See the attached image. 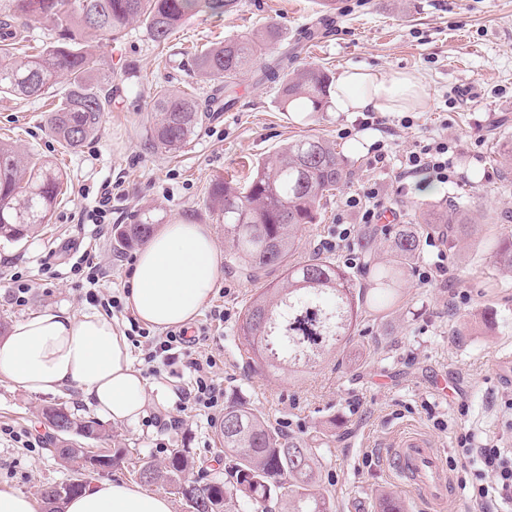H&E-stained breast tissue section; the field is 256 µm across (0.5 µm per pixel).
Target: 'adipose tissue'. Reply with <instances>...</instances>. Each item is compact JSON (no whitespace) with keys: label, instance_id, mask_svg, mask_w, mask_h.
I'll return each mask as SVG.
<instances>
[{"label":"adipose tissue","instance_id":"adipose-tissue-1","mask_svg":"<svg viewBox=\"0 0 512 512\" xmlns=\"http://www.w3.org/2000/svg\"><path fill=\"white\" fill-rule=\"evenodd\" d=\"M423 98L413 74L346 68L334 79L329 109L402 112ZM220 277L211 227L176 220L158 228L137 253L126 304L153 328L187 326ZM0 377L31 394L77 390L100 417L121 424L137 422L147 406L169 397L165 389L148 386L127 336L95 311L76 316L48 307L15 321L0 340ZM65 512H172V503L142 486L112 480L70 499Z\"/></svg>","mask_w":512,"mask_h":512}]
</instances>
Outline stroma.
Wrapping results in <instances>:
<instances>
[{
	"mask_svg": "<svg viewBox=\"0 0 512 512\" xmlns=\"http://www.w3.org/2000/svg\"><path fill=\"white\" fill-rule=\"evenodd\" d=\"M319 0H241L238 12L223 17L197 15L163 44L144 25L127 28L102 48L99 78L112 94L96 136L75 152L65 151L47 127L54 97L0 98V140L37 154L64 169L68 191L47 224L19 243H0V271L13 269L32 280L27 305L12 303L0 287V322L53 307L73 315L92 311L84 289L76 287L69 258L73 246L92 248L104 272V287L130 286L135 249L119 248L112 235L97 237L87 212L111 189L112 221L129 223L136 211L149 210L162 222L191 220L211 225L220 252H227L224 225L208 206L214 178L245 180L256 160L306 134L335 143L348 175L328 201L319 223L306 225L301 249L320 250L335 239L338 226H353L349 247L360 252L367 225L344 208L347 196L378 188L391 197L394 175L415 142L446 138L454 151L456 175L426 190L411 182L393 213L395 223H411L421 203L465 206L479 226L472 236L451 240L429 235L411 264L399 302L367 308L358 332L339 363H325L303 376L268 378L247 369L239 356L242 307L269 279L250 280L223 268L208 306L191 326L197 348L212 353L214 380L225 397H240L257 408L285 435L316 444L322 457L321 487L336 512H380L383 499L399 502L403 512H422L400 482L388 473L386 459L401 431L426 436L447 459L455 476L467 465L459 460L457 437L501 440L512 448V373L497 367L501 350L512 349V271L494 262L485 239L512 234V172L497 163V150L512 140V0H340L336 20L320 41L298 50L292 68L314 66L336 75L347 66H368L392 75L413 73L424 86L422 105L406 117L386 113V122L358 129V112H310L295 118L280 111L268 86L242 84L233 111L214 112L198 124L177 155L157 151L150 141L154 121L149 90L161 83L205 99L212 84L196 72V54L211 42L255 32L277 23L287 42L318 15ZM135 75H128V68ZM350 137H342L343 129ZM385 146L384 164H369L373 143ZM443 261L445 272L421 284L419 270ZM223 320H216L215 310ZM453 393L441 398L439 381ZM174 402L151 405L137 423L104 422V447L126 451L104 475L108 481L134 482L129 455L162 464L171 449H185L190 479H224L217 459L221 445L216 426L222 412L181 410L178 395L194 379L182 363L148 376ZM65 403L79 418L93 409L75 390L33 395L0 378V483L36 497L47 483L71 478L68 466L45 449L52 428L43 407ZM35 444L27 450L13 432Z\"/></svg>",
	"mask_w": 512,
	"mask_h": 512,
	"instance_id": "stroma-1",
	"label": "stroma"
}]
</instances>
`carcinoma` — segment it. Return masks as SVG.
<instances>
[{
	"instance_id": "cac0c4a2",
	"label": "carcinoma",
	"mask_w": 512,
	"mask_h": 512,
	"mask_svg": "<svg viewBox=\"0 0 512 512\" xmlns=\"http://www.w3.org/2000/svg\"><path fill=\"white\" fill-rule=\"evenodd\" d=\"M240 0H0V95L41 99L53 92L58 102L48 115L57 142L76 151L97 133L112 99L96 74L99 48L129 26L142 23L153 40L166 42L189 17L223 16L237 10ZM20 20L44 26L47 39L23 60L12 45L23 40ZM282 42L278 26L269 23L252 35L237 36L200 50L199 75L219 86L210 107L219 111L235 103L237 88L277 85L283 112L303 101L319 112L328 102L332 79L319 68L288 71V51L278 50L255 65L264 47ZM156 119L150 140L168 154L180 151L202 119V108L188 93L157 84L150 93ZM346 160L336 145L317 135L292 140L253 166L249 181L212 183L209 208L224 221L230 243L228 265L260 278L270 271L280 279L252 295L240 325V358L246 368L273 376L297 378L337 359L355 336L368 288L336 259L319 253L298 254V232L316 224L325 203L347 177ZM64 175L47 162H35L14 146L0 142V242L19 243L46 223L62 195ZM412 224L388 231L391 259L377 272L376 304L384 307L398 295L423 235L436 224L454 225V235L466 238L475 225L469 210L451 205L418 207ZM154 220L150 212L135 215L131 224L115 228L122 248L146 241ZM499 266L512 271V235L488 245ZM54 426L46 450L71 467L66 483H47L38 491L41 512H64L66 501L86 489L80 476L86 469L84 445L101 440L105 431L94 420H78L66 407L42 409ZM220 444L228 460L230 481L204 484V494L191 504L193 512H226L229 504L245 510L257 506L272 512H335L333 500L320 489L321 461L317 449L299 438L283 435L244 399L224 403ZM145 465L160 479L179 487L190 462L185 451L172 450L163 466Z\"/></svg>"
}]
</instances>
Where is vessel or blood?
<instances>
[{"instance_id": "obj_1", "label": "vessel or blood", "mask_w": 512, "mask_h": 512, "mask_svg": "<svg viewBox=\"0 0 512 512\" xmlns=\"http://www.w3.org/2000/svg\"><path fill=\"white\" fill-rule=\"evenodd\" d=\"M391 474L426 508L442 507L448 498L452 476L436 448L412 432L401 434L389 454Z\"/></svg>"}]
</instances>
